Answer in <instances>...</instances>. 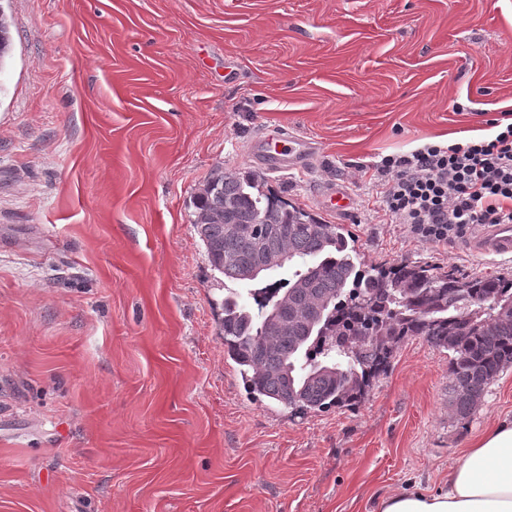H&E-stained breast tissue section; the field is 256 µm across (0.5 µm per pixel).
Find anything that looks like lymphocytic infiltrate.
Listing matches in <instances>:
<instances>
[{"mask_svg":"<svg viewBox=\"0 0 512 512\" xmlns=\"http://www.w3.org/2000/svg\"><path fill=\"white\" fill-rule=\"evenodd\" d=\"M492 137L448 146L426 144L382 157L369 176L375 199L393 224L416 239L448 243L479 224L512 223V120H490Z\"/></svg>","mask_w":512,"mask_h":512,"instance_id":"lymphocytic-infiltrate-1","label":"lymphocytic infiltrate"}]
</instances>
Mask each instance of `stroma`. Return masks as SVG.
Masks as SVG:
<instances>
[{
    "mask_svg": "<svg viewBox=\"0 0 512 512\" xmlns=\"http://www.w3.org/2000/svg\"><path fill=\"white\" fill-rule=\"evenodd\" d=\"M0 16V512H377L512 420V367L461 422L449 355L421 338L358 405L252 397L191 205L216 169L262 173L344 225L360 270L512 277V256L385 223L355 174L512 113V0H0ZM277 129L312 163L264 170L252 148Z\"/></svg>",
    "mask_w": 512,
    "mask_h": 512,
    "instance_id": "1",
    "label": "stroma"
}]
</instances>
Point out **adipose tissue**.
<instances>
[{"instance_id": "adipose-tissue-1", "label": "adipose tissue", "mask_w": 512, "mask_h": 512, "mask_svg": "<svg viewBox=\"0 0 512 512\" xmlns=\"http://www.w3.org/2000/svg\"><path fill=\"white\" fill-rule=\"evenodd\" d=\"M380 512H512V422L473 439L434 493L385 496Z\"/></svg>"}]
</instances>
